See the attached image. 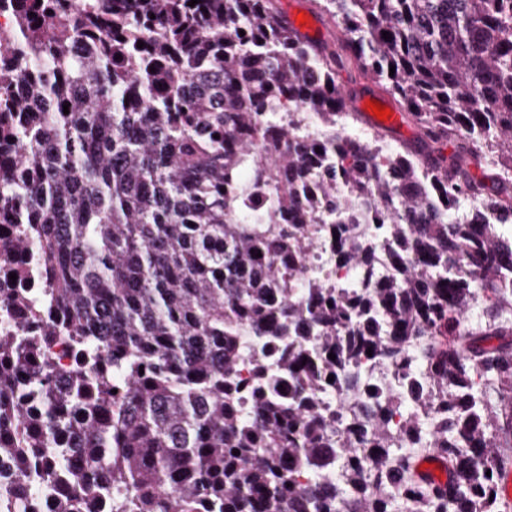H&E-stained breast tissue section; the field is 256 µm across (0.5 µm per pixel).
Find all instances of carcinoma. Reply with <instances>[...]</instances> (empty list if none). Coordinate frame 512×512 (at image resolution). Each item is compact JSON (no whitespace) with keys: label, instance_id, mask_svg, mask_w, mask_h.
<instances>
[{"label":"carcinoma","instance_id":"cac0c4a2","mask_svg":"<svg viewBox=\"0 0 512 512\" xmlns=\"http://www.w3.org/2000/svg\"><path fill=\"white\" fill-rule=\"evenodd\" d=\"M188 2L0 0V146L24 171L0 178V214L30 225L15 248L38 249L63 314L0 332V512H31L45 490L53 512L102 497L106 512H398L400 495L410 512H497L512 428V0H324L362 72L430 142L458 140L433 165L346 136L336 51L272 0ZM323 207L338 262L371 265L342 226L363 207L396 274L363 294L298 292ZM58 336L75 359L66 388ZM369 352L422 368L435 394L415 389L398 410L374 390L340 442L315 394ZM422 448L452 464L449 492L410 477ZM53 352L56 355V379L58 382L63 383L72 368V359L64 336H60L54 342Z\"/></svg>","mask_w":512,"mask_h":512}]
</instances>
